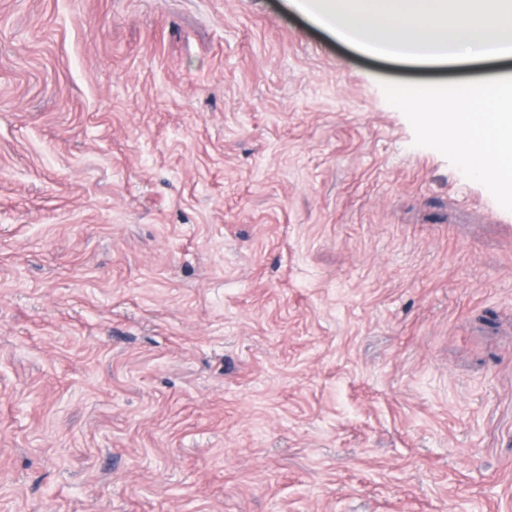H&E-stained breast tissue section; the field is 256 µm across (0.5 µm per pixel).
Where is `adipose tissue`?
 <instances>
[{
	"mask_svg": "<svg viewBox=\"0 0 512 512\" xmlns=\"http://www.w3.org/2000/svg\"><path fill=\"white\" fill-rule=\"evenodd\" d=\"M358 51L415 66L512 57V0H289Z\"/></svg>",
	"mask_w": 512,
	"mask_h": 512,
	"instance_id": "ef3b65f1",
	"label": "adipose tissue"
}]
</instances>
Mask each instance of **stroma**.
<instances>
[{
    "label": "stroma",
    "mask_w": 512,
    "mask_h": 512,
    "mask_svg": "<svg viewBox=\"0 0 512 512\" xmlns=\"http://www.w3.org/2000/svg\"><path fill=\"white\" fill-rule=\"evenodd\" d=\"M288 0H0V512H512V211Z\"/></svg>",
    "instance_id": "35a3bbf8"
}]
</instances>
